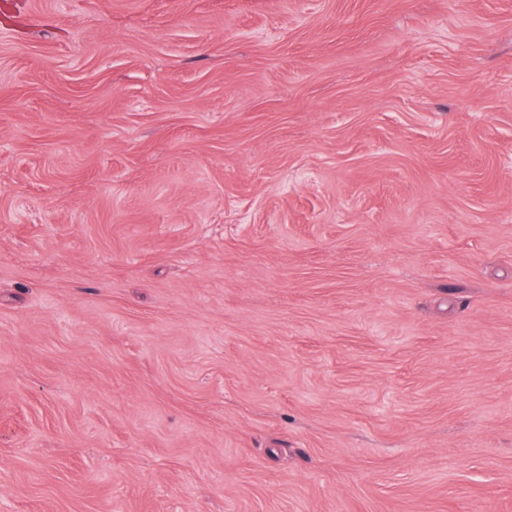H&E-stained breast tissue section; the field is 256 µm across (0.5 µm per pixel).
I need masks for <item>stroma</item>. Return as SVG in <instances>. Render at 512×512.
Listing matches in <instances>:
<instances>
[{"mask_svg":"<svg viewBox=\"0 0 512 512\" xmlns=\"http://www.w3.org/2000/svg\"><path fill=\"white\" fill-rule=\"evenodd\" d=\"M0 512H512V0H0Z\"/></svg>","mask_w":512,"mask_h":512,"instance_id":"1","label":"stroma"}]
</instances>
